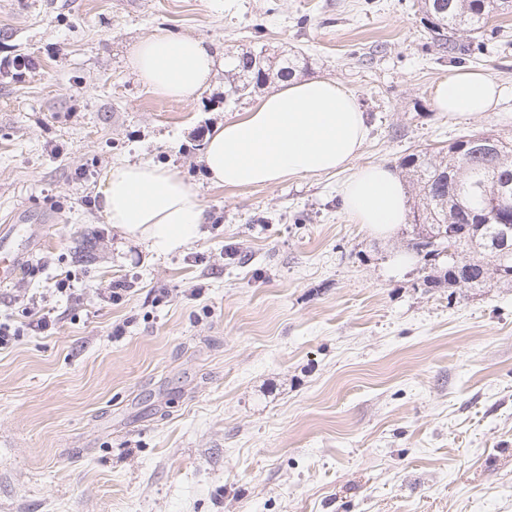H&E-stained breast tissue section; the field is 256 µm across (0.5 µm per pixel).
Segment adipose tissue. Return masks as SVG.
Listing matches in <instances>:
<instances>
[{"label":"adipose tissue","mask_w":512,"mask_h":512,"mask_svg":"<svg viewBox=\"0 0 512 512\" xmlns=\"http://www.w3.org/2000/svg\"><path fill=\"white\" fill-rule=\"evenodd\" d=\"M130 66L146 89L190 103L208 88L224 60L202 39L166 31L140 40ZM502 89L481 71L458 69L434 88L433 104L452 118L489 112ZM367 135L356 98L328 77H292L205 141L210 182L225 188L265 187L288 179L342 173L343 208L352 220L384 234L404 223L407 188L384 164L355 166ZM100 213L123 236L170 253L194 241L203 209L178 172L150 163L108 168L97 188Z\"/></svg>","instance_id":"ef3b65f1"}]
</instances>
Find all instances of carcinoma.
I'll return each instance as SVG.
<instances>
[{
  "mask_svg": "<svg viewBox=\"0 0 512 512\" xmlns=\"http://www.w3.org/2000/svg\"><path fill=\"white\" fill-rule=\"evenodd\" d=\"M431 40L442 53L460 54L465 45L457 35L479 34L494 18L512 15V0H416ZM300 59L284 57L261 45L232 56L224 71V93L233 101L251 96L272 79L290 78L299 71ZM466 135L437 150L427 148L410 153L400 162L409 182L418 189V201L409 211L412 224L409 249L424 253L430 274L428 284L436 283V274L453 285L456 269L451 261L438 258L435 245L446 240L448 225L464 229L459 247L478 251L487 277L499 284H512V255L498 256L503 241L512 247V227L507 229L500 216H512L509 205H500L497 214L483 213L482 198L500 191V182L512 180V141L496 138L497 150L486 152Z\"/></svg>",
  "mask_w": 512,
  "mask_h": 512,
  "instance_id": "1",
  "label": "carcinoma"
}]
</instances>
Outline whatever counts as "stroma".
I'll return each mask as SVG.
<instances>
[{
  "label": "stroma",
  "mask_w": 512,
  "mask_h": 512,
  "mask_svg": "<svg viewBox=\"0 0 512 512\" xmlns=\"http://www.w3.org/2000/svg\"><path fill=\"white\" fill-rule=\"evenodd\" d=\"M502 24L454 58L414 0H0V58L38 63L0 78V228L44 225L47 261L0 286V319L42 293L57 321L0 351V512H512V286L426 287L406 225L347 216L343 175L210 184L206 137L251 100L225 102L219 73L175 102L127 63L159 30L301 52L366 112L360 163L394 168L512 137ZM469 67L502 86L496 110L437 112L435 85ZM126 161L184 177L199 239L122 245L95 200ZM64 275L80 308L50 293ZM120 282L124 299L101 301Z\"/></svg>",
  "instance_id": "35a3bbf8"
}]
</instances>
